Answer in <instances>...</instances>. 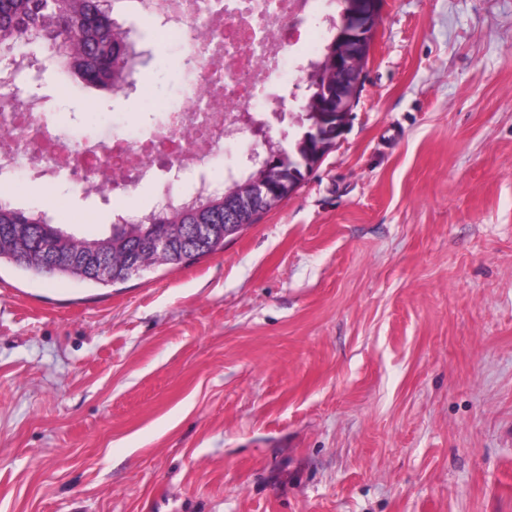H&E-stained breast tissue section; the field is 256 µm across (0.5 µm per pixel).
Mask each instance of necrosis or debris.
<instances>
[{
  "mask_svg": "<svg viewBox=\"0 0 512 512\" xmlns=\"http://www.w3.org/2000/svg\"><path fill=\"white\" fill-rule=\"evenodd\" d=\"M144 23H161L184 48L193 77L181 104L149 136L107 130L78 141L48 137L33 104L0 111V179L21 169L45 176L125 178L136 185L166 163L188 169L209 164L225 140L249 134L242 115L265 120L280 101L268 92L291 48L306 41L316 50L322 33L301 28L323 0H134Z\"/></svg>",
  "mask_w": 512,
  "mask_h": 512,
  "instance_id": "1",
  "label": "necrosis or debris"
}]
</instances>
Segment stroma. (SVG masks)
<instances>
[{
  "mask_svg": "<svg viewBox=\"0 0 512 512\" xmlns=\"http://www.w3.org/2000/svg\"><path fill=\"white\" fill-rule=\"evenodd\" d=\"M114 16L122 93L38 53L50 131L177 102L181 48ZM19 178L84 236L167 184ZM0 512H512V0H385L337 145L223 249L115 286L0 264Z\"/></svg>",
  "mask_w": 512,
  "mask_h": 512,
  "instance_id": "35a3bbf8",
  "label": "stroma"
}]
</instances>
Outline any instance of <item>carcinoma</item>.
<instances>
[{"label": "carcinoma", "instance_id": "obj_1", "mask_svg": "<svg viewBox=\"0 0 512 512\" xmlns=\"http://www.w3.org/2000/svg\"><path fill=\"white\" fill-rule=\"evenodd\" d=\"M342 4L340 21H332L331 34L320 44L313 69L300 77L301 93L296 95L297 109L291 123L297 132L288 145L280 141L266 144L265 153L252 161L253 169L224 179L197 198L186 194L166 209L154 208L142 216L125 218L112 224V243L107 237H85L77 240L58 235L43 209L28 210L0 202V262L6 261L36 275L72 277L99 285L123 283L141 273L133 269L132 246L146 240L156 225L168 224L173 236L170 251H148L139 262L151 268L187 263L209 255L224 246V234L209 227L224 223V197L228 193L243 199L251 195L250 183L260 172L262 162L281 151L296 153L301 134L322 113L307 110L309 99L323 89L320 66L336 48V42L350 28L348 0ZM71 39L73 51L58 63L61 73L86 86L112 88L128 84L135 52L128 31L113 17L99 13L97 0H0V52L7 55L35 54V50L51 48L56 42ZM102 260L112 269V278L101 279L95 262Z\"/></svg>", "mask_w": 512, "mask_h": 512}]
</instances>
